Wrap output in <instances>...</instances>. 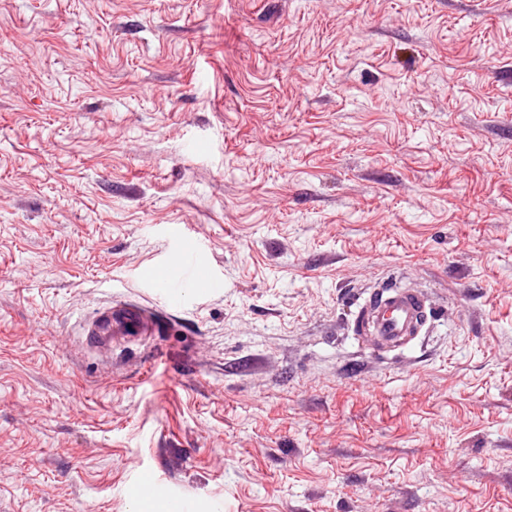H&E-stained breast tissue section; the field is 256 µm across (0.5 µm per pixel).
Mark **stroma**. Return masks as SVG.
Here are the masks:
<instances>
[{"label": "stroma", "mask_w": 512, "mask_h": 512, "mask_svg": "<svg viewBox=\"0 0 512 512\" xmlns=\"http://www.w3.org/2000/svg\"><path fill=\"white\" fill-rule=\"evenodd\" d=\"M177 226L220 285L164 309ZM390 281L431 316L379 354ZM143 471L191 512H512V0H0V512H155ZM146 314L130 308L104 313L89 332L90 336H86L87 345L95 347L106 337L133 336L143 329ZM129 493L137 501L155 500L166 498L168 501L167 512H183V506L178 501L165 497L158 483L157 478L150 471H143L130 485Z\"/></svg>", "instance_id": "obj_1"}]
</instances>
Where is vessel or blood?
Wrapping results in <instances>:
<instances>
[{"instance_id":"b4317fda","label":"vessel or blood","mask_w":512,"mask_h":512,"mask_svg":"<svg viewBox=\"0 0 512 512\" xmlns=\"http://www.w3.org/2000/svg\"><path fill=\"white\" fill-rule=\"evenodd\" d=\"M173 235L185 244L182 262L188 268L190 279L203 284L212 283V268L196 259L198 243L189 238L182 228L175 229ZM427 305V297L420 289L396 284L379 289L363 307L359 331L375 337L382 346H410L422 331L421 321ZM144 319V313L130 308L106 312L96 322L86 342L96 345L108 337L131 336L143 329ZM129 493L139 501L155 500L161 498L162 489L155 475L144 471L130 485Z\"/></svg>"}]
</instances>
